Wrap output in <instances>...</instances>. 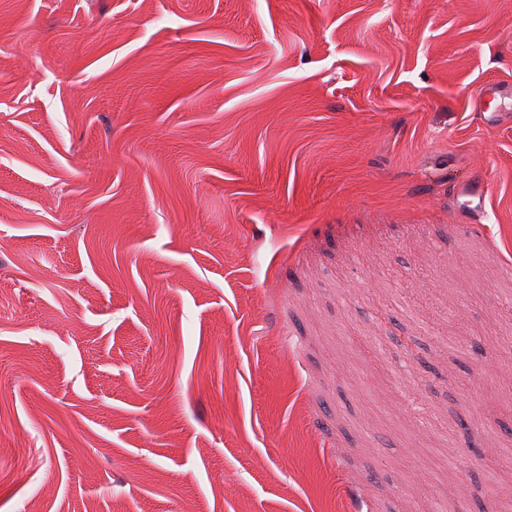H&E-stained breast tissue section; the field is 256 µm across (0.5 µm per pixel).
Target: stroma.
<instances>
[{
	"instance_id": "obj_1",
	"label": "stroma",
	"mask_w": 512,
	"mask_h": 512,
	"mask_svg": "<svg viewBox=\"0 0 512 512\" xmlns=\"http://www.w3.org/2000/svg\"><path fill=\"white\" fill-rule=\"evenodd\" d=\"M487 80L512 0H0V512H512Z\"/></svg>"
}]
</instances>
